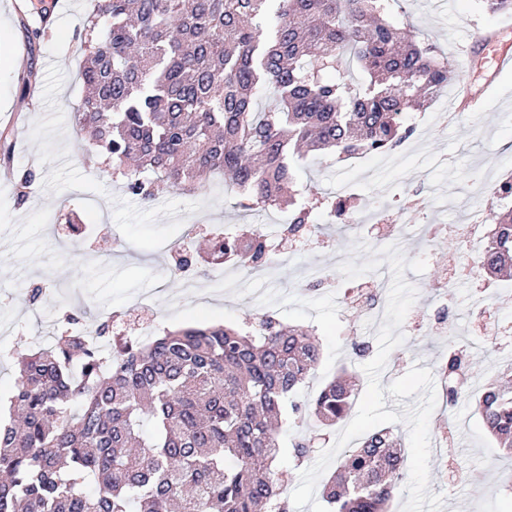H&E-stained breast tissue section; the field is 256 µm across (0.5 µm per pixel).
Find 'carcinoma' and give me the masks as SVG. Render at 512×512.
<instances>
[{"label": "carcinoma", "mask_w": 512, "mask_h": 512, "mask_svg": "<svg viewBox=\"0 0 512 512\" xmlns=\"http://www.w3.org/2000/svg\"><path fill=\"white\" fill-rule=\"evenodd\" d=\"M276 23L265 32L269 4ZM388 0H95L84 41L77 126L112 178L139 199L206 189L222 174L243 211L286 207L300 234L312 210L284 196L301 149L340 158L387 154L412 136L404 114L432 104L456 64L381 19ZM349 57L365 75L329 78ZM263 88L275 103L256 108ZM336 224H354L329 201ZM481 267L512 270V209L488 215ZM218 256L270 263L262 234L224 239ZM258 335L212 326L106 343L70 334L18 358L0 417V512H288L275 471L291 401L320 360L306 332L259 313ZM461 357L443 367L447 402ZM341 374L308 412L350 413ZM476 410L512 455V385L485 386ZM399 437L367 435L323 489L331 512H385L403 477ZM96 492H87V485Z\"/></svg>", "instance_id": "carcinoma-1"}]
</instances>
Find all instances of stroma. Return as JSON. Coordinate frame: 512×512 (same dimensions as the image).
<instances>
[{
    "mask_svg": "<svg viewBox=\"0 0 512 512\" xmlns=\"http://www.w3.org/2000/svg\"><path fill=\"white\" fill-rule=\"evenodd\" d=\"M91 5L92 0H0V148L9 147L15 169L35 175L26 196L13 178L0 177V276L7 280L0 287V344L6 349L0 355V398L13 391L11 351L53 343L62 333L61 307L111 313L113 333L123 334L141 321L124 309L142 293L154 298L159 336L189 327L241 326L253 322L259 310L308 330L321 358L294 396L303 408L341 373L354 377L358 394H365L362 366L377 353L378 328L359 309L345 308L342 297L349 288L365 287L366 280L339 277L334 285L317 286L306 276L308 267H332L340 257L364 262L366 253L355 252L354 245L367 239L365 225L344 230L319 213L324 238L313 247L289 250L287 260L241 273L239 287L212 284L221 270L211 254V225L234 232L250 224H276L285 213L242 211L220 175L206 194L170 190L146 203L113 183L98 156L79 150L84 136L76 130L74 114L84 96L80 45ZM390 20L412 40L436 44L452 59L464 28L487 35L495 45L460 62L457 79L427 111L408 114L415 133L397 151V164L378 155L345 161L332 154L309 156L296 168V183L308 199L326 195L334 183H352L349 203L357 215H375L386 228L405 215L397 243L407 258L425 257L427 269L405 274L417 298L402 325L405 341L391 352L381 384L389 386L415 365L440 377L449 351L464 355L467 391L452 409L437 399L430 418L429 490L443 495L442 512H512V460L474 411L488 382L512 374V280L480 274L457 282L448 310L457 331L436 333L431 328L436 288L465 261L466 246L452 233L429 242L417 231L434 221L457 223L474 209L512 207V197L500 195L494 185L497 172L512 170V68L493 67L495 50H512V32L502 30L512 17L489 13L483 0H393ZM487 83L493 91L480 108L442 124L450 96L466 85L480 92ZM75 215L86 224L107 225L115 240L111 256L95 252L92 237L67 238L68 219ZM184 216L200 226L192 250L206 285L201 300L185 294L164 250L182 234ZM33 285L43 289L34 309L26 302ZM354 341L366 345L363 355L352 352ZM337 433L305 411L297 414L281 435L277 462L286 490L295 489L303 469L291 450L295 437L318 435L325 449Z\"/></svg>",
    "mask_w": 512,
    "mask_h": 512,
    "instance_id": "stroma-1",
    "label": "stroma"
}]
</instances>
